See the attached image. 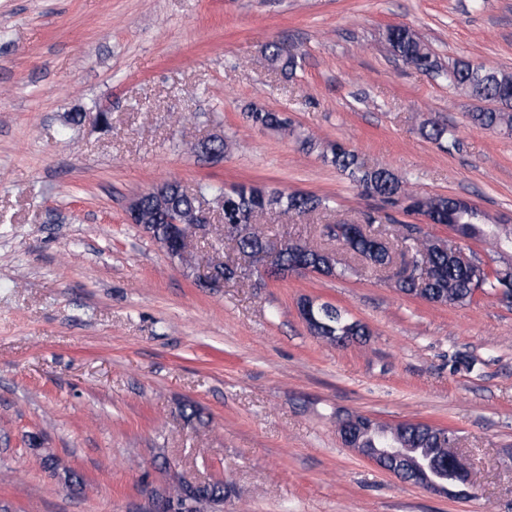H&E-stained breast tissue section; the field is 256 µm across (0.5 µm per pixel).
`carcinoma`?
Masks as SVG:
<instances>
[{"instance_id":"cac0c4a2","label":"carcinoma","mask_w":512,"mask_h":512,"mask_svg":"<svg viewBox=\"0 0 512 512\" xmlns=\"http://www.w3.org/2000/svg\"><path fill=\"white\" fill-rule=\"evenodd\" d=\"M387 41L395 56L422 71L442 77L448 85L467 91L470 95L490 103V106L472 114L480 127L488 130L506 128L512 131V72L456 61L443 66L416 34L405 26H394L387 31ZM269 61L281 68L282 73L297 67L296 56L273 43L268 47ZM247 119L261 128H286L288 118L277 112L254 108ZM323 157L362 191L380 198L392 207L404 206V211L428 217L434 224H446L456 210L458 201L452 196H421L408 190L390 170L383 166H369L358 154L339 141L324 143ZM203 196H224V240L233 244L241 258L253 255L268 241L262 225L255 218L266 211H280L303 217L329 207V199L311 193H285L266 190L252 184H240L230 190L205 184L199 187ZM197 199L166 183L148 191L140 199V219L153 226L155 237L167 236L170 221L180 217L192 223V211ZM327 234L341 243L363 266L383 270L393 264V251L389 243H376L353 230L351 224H327ZM464 237L489 240L502 250H512V227L507 224H489L480 220V212L473 209L466 213L458 225ZM406 241L400 252L401 271L394 280V287L405 295L417 297L433 304H464L472 300L475 292L498 294L503 286L512 285V265L505 268L486 269L475 257L464 258L451 240L411 237L402 234ZM326 276L344 275L350 266L343 264L336 253L301 240H284L278 255L281 269L288 271L298 264ZM320 324L310 331L334 346L344 341L356 342L367 335L366 327L348 317L345 311L331 303L315 308ZM362 432L357 446L378 448L391 442L405 448L412 455L421 453L439 461L444 473L456 470L457 459H448V438L454 432L424 422H399L389 424L375 419H359ZM185 491L196 496L198 507L209 512L215 504L224 502V484L187 482L152 491L149 509L160 512L159 507L172 493Z\"/></svg>"}]
</instances>
